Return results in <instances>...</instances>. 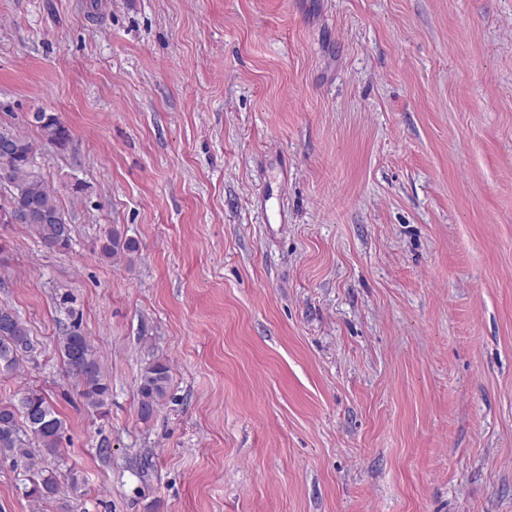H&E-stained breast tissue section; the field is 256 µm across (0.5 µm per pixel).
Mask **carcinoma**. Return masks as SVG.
<instances>
[{
	"label": "carcinoma",
	"instance_id": "1",
	"mask_svg": "<svg viewBox=\"0 0 512 512\" xmlns=\"http://www.w3.org/2000/svg\"><path fill=\"white\" fill-rule=\"evenodd\" d=\"M35 124L44 137L63 148L70 139V133L54 115L36 112ZM18 145V152L8 162L0 161V180L12 183L9 207H0V222L14 218L17 207L28 201L50 219H32L25 223L52 251L65 250L71 246L74 227L57 204L54 193L45 185L35 162L32 144L24 137L12 134ZM137 250L135 240L124 236L117 228L106 235L100 253L106 258L130 254ZM60 354L79 379L80 395L85 405L102 414L111 397L109 384L101 372L91 340L79 331L74 323L64 329L59 341ZM36 346L30 330L19 314L10 307H0V374L18 372L34 357ZM169 367L160 360H154L144 368L138 390V411L141 420H149L165 399L169 385ZM66 424L60 418L50 397L44 392L27 388L20 392L17 401L0 403V454L25 460L28 471L35 479L28 495L40 499L50 498L58 493V484L53 474L42 467L45 455L59 453Z\"/></svg>",
	"mask_w": 512,
	"mask_h": 512
}]
</instances>
